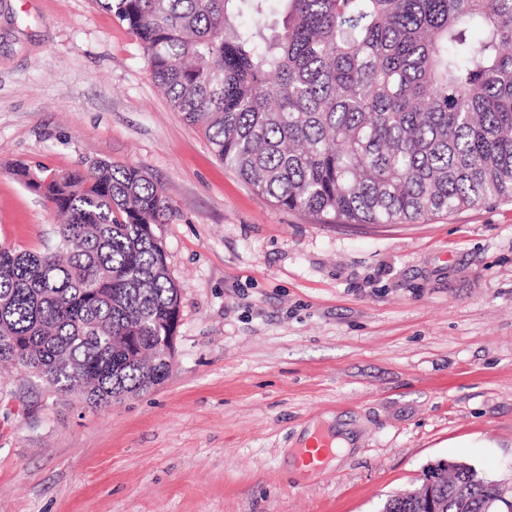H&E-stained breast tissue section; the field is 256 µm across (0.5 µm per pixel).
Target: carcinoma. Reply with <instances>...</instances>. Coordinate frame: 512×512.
<instances>
[{
  "instance_id": "obj_1",
  "label": "carcinoma",
  "mask_w": 512,
  "mask_h": 512,
  "mask_svg": "<svg viewBox=\"0 0 512 512\" xmlns=\"http://www.w3.org/2000/svg\"><path fill=\"white\" fill-rule=\"evenodd\" d=\"M96 2L224 166L280 207L408 224L512 200V0H278L273 29L272 0ZM15 176L65 223L52 249L0 245V364L96 409L160 384L180 310L163 189L106 160ZM488 484L453 465L441 512H485ZM415 508L389 496L381 512Z\"/></svg>"
}]
</instances>
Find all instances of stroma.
<instances>
[{
    "label": "stroma",
    "mask_w": 512,
    "mask_h": 512,
    "mask_svg": "<svg viewBox=\"0 0 512 512\" xmlns=\"http://www.w3.org/2000/svg\"><path fill=\"white\" fill-rule=\"evenodd\" d=\"M142 169L180 287L160 384L102 410L0 372V512H379L428 465L512 487V202L324 224L256 193L96 0H0V244L55 245L16 178ZM350 440L291 465L308 428Z\"/></svg>",
    "instance_id": "stroma-1"
}]
</instances>
